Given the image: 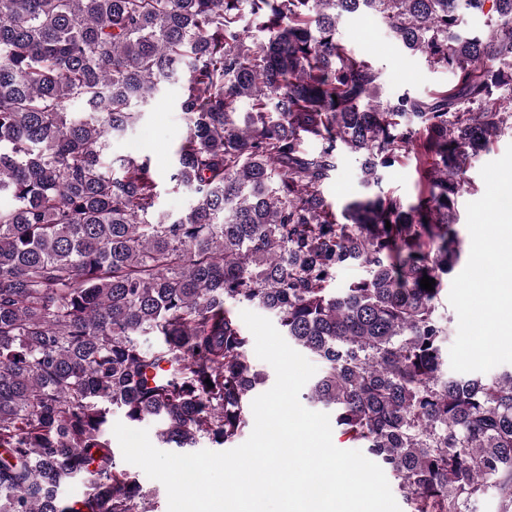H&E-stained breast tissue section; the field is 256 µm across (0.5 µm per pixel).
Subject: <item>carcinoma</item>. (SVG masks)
I'll return each instance as SVG.
<instances>
[{
    "instance_id": "cac0c4a2",
    "label": "carcinoma",
    "mask_w": 512,
    "mask_h": 512,
    "mask_svg": "<svg viewBox=\"0 0 512 512\" xmlns=\"http://www.w3.org/2000/svg\"><path fill=\"white\" fill-rule=\"evenodd\" d=\"M346 15L380 17L451 85L382 99ZM172 81L189 132L170 182L196 195L177 217L155 212L148 156L104 153ZM505 134L512 0H0V512H156L113 417L177 454L232 445L266 380L250 305L320 364L304 399L406 512L489 490L512 512V370L449 373L440 312L466 173ZM342 149L367 188L415 162L416 201L379 191L337 217L320 187ZM243 310H249V311H252V312H255L261 316H264L266 318H268L269 320H271V322L273 323V325L275 326V328L280 332V334L282 335V332L281 330L279 329L275 319L268 313H266L264 310L260 309L259 307H256V306H246V307H242L238 310V317L240 319V322L244 328V330L246 331V333L251 336L252 338V348H251V351H250V355L252 356V358L255 360V362L258 364V366L264 370L267 375H268V380L267 382L265 383V385L263 386H260L257 388V390L255 391L254 395H253V400L260 394L266 392L267 390H269L274 382H275V372H274V369L272 368V366L270 364H268L267 362L259 359L255 353V349H254V345H255V342H254V337L252 335V333L249 331V329L247 328V326L245 325V323L243 322V320L241 319V316H240V313L241 311Z\"/></svg>"
}]
</instances>
